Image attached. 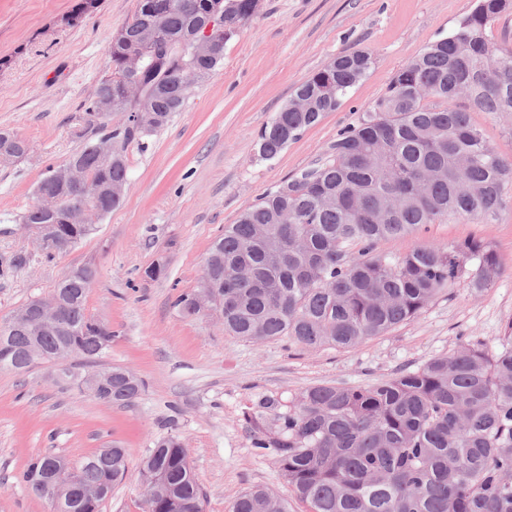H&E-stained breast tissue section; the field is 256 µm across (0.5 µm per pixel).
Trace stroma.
<instances>
[{"label": "stroma", "mask_w": 512, "mask_h": 512, "mask_svg": "<svg viewBox=\"0 0 512 512\" xmlns=\"http://www.w3.org/2000/svg\"><path fill=\"white\" fill-rule=\"evenodd\" d=\"M78 2L0 0V129L31 145L25 158L0 164V267L16 253L27 258L0 276V322L49 295L68 269L94 262L87 306L112 327V344L99 363L135 373L145 389L119 407L57 379L44 365L24 374L0 369V512H52L20 480L35 453L76 464L115 443L128 450V471L99 512H143L140 460L170 434L187 450L204 512H230L256 486L288 498L289 512H306L290 497L274 459L253 446L261 403L274 401L284 412L312 385L373 384L464 344L498 350L512 321V185L509 210L499 219H451L379 243V252L395 260L415 245L480 238L500 255L504 271L479 293L468 280L458 281L415 319L357 347L307 350L285 337L254 343L225 333L216 314L187 316L173 301L196 288L225 225L322 161L394 74L448 36L476 2L260 0L257 14L227 43L223 65L195 85L182 111L128 145L122 205L78 247L50 259L20 217L46 167L81 146L87 103L110 73L108 43L137 5L99 0L69 22ZM354 49L374 59L366 77L275 159H260V131L296 85ZM154 267L159 275H151Z\"/></svg>", "instance_id": "1"}]
</instances>
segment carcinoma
I'll return each mask as SVG.
<instances>
[{"label": "carcinoma", "mask_w": 512, "mask_h": 512, "mask_svg": "<svg viewBox=\"0 0 512 512\" xmlns=\"http://www.w3.org/2000/svg\"><path fill=\"white\" fill-rule=\"evenodd\" d=\"M448 34L408 61L386 92L342 130L326 159L283 181L248 206L213 242L211 306L233 336L260 343L286 336L308 350L352 348L416 318L438 294L463 278L481 292L503 265L488 243L412 248L392 263L379 242L407 238L425 224L450 218L496 219L508 210L512 160L501 157L472 123L471 113L512 112V45L489 36L512 0H483ZM258 0H137L130 22L112 34V83L100 82L84 121L100 132L71 154L88 176L126 183V146L162 128L183 108L191 87L224 63V47L257 13ZM224 10V36L210 53L196 56L191 43L212 8ZM155 26L164 46L182 48L181 63L147 100L129 99L126 81L137 72L128 58L148 67L138 29ZM373 65L365 51L328 60L298 84L263 127L258 154L275 159L289 143L342 104ZM120 101L122 111L159 116L143 129L100 110L99 97ZM461 100L464 106L454 102ZM0 150L22 159L29 142L13 132ZM112 143V166H99V145ZM101 198L89 222L60 229L72 246L122 204ZM21 223L36 234L44 224H63L30 207ZM197 286L177 297L187 316L201 313ZM53 292L62 299L66 329L41 334L49 352L64 350L94 364L112 343V327L87 310L88 290L61 277ZM33 332L0 324V368L31 369L25 348ZM144 391L138 379L112 381L105 404L130 405ZM253 447L272 457L280 476L307 512H512V322L501 349L466 345L427 361L416 371L367 386L330 383L305 388L294 408L275 415ZM62 457L37 453L21 473L35 495L45 469ZM124 448H101L78 466L77 483H58L63 512H98L100 500L81 490L112 491L127 472ZM146 512H203L201 492L180 439L157 441L141 459ZM231 512H288V500L262 487L240 495Z\"/></svg>", "instance_id": "1"}]
</instances>
